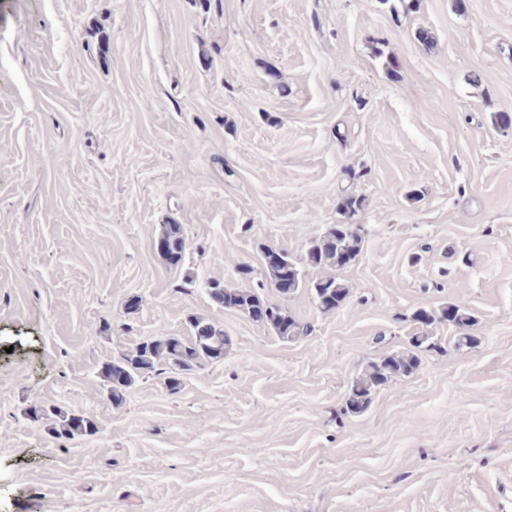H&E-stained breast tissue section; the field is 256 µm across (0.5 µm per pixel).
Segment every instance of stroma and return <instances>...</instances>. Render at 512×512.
Wrapping results in <instances>:
<instances>
[{
  "mask_svg": "<svg viewBox=\"0 0 512 512\" xmlns=\"http://www.w3.org/2000/svg\"><path fill=\"white\" fill-rule=\"evenodd\" d=\"M349 220L348 300L287 301L307 335L209 299ZM451 303L476 344L429 326L346 411ZM193 316L223 361L114 405L104 363ZM0 339V512H512V0H0ZM160 239L163 240L165 248L163 255L169 259L171 256L179 257L181 260L186 251V239L184 237L183 229L179 224H163L160 225ZM158 240L160 249H163L161 240ZM437 319L448 320V322L460 330L475 324V320L463 304H449L442 308L437 315L427 311H419L414 315V320L422 326H429ZM412 350L399 354H392L377 361L367 363L353 380L352 389L346 401V410L358 413L363 410L371 399L373 393L382 385L392 379L409 375L418 364V354L421 348H434L436 343L433 336L422 332L413 336ZM49 412L54 417L52 431L60 438L74 440L96 432V426L88 418L54 407H50Z\"/></svg>",
  "mask_w": 512,
  "mask_h": 512,
  "instance_id": "obj_1",
  "label": "stroma"
}]
</instances>
